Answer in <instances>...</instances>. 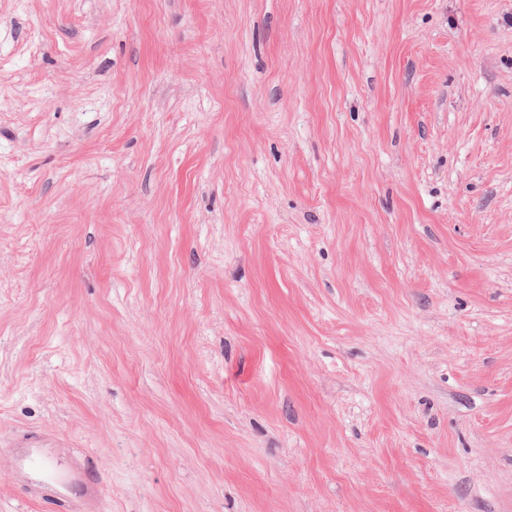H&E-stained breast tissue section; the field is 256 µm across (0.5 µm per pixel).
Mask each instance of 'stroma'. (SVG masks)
Masks as SVG:
<instances>
[{
  "label": "stroma",
  "mask_w": 512,
  "mask_h": 512,
  "mask_svg": "<svg viewBox=\"0 0 512 512\" xmlns=\"http://www.w3.org/2000/svg\"><path fill=\"white\" fill-rule=\"evenodd\" d=\"M512 512V0H0V512Z\"/></svg>",
  "instance_id": "35a3bbf8"
}]
</instances>
